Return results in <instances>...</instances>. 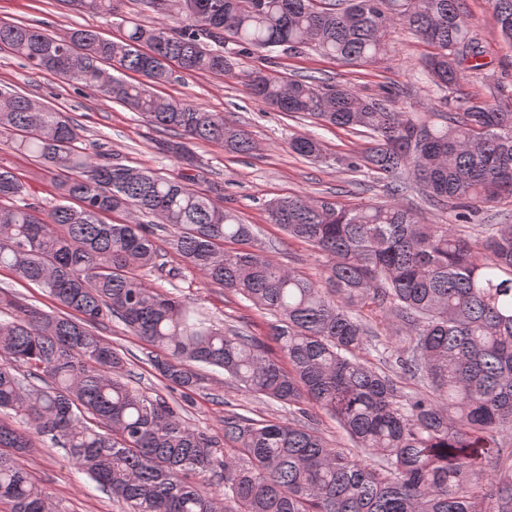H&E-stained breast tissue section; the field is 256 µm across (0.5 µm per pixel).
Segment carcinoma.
Returning <instances> with one entry per match:
<instances>
[{
    "mask_svg": "<svg viewBox=\"0 0 512 512\" xmlns=\"http://www.w3.org/2000/svg\"><path fill=\"white\" fill-rule=\"evenodd\" d=\"M77 10L116 14L121 0H66ZM499 33L512 42V0H491ZM176 26L130 21L118 40L88 29L56 36L0 22L4 47L34 70L79 88L111 85L120 103L171 134L168 153L190 161L189 144L253 151L221 112L156 95L180 71L224 74L237 54L315 50L347 65L371 64L401 27L433 48L424 78L453 92L482 67L483 50L461 0H178ZM212 44H207L204 39ZM141 80H125V72ZM250 94L368 138L347 159L354 173L386 182V199L349 206L291 195L266 205L270 223L326 258L327 287L286 268L257 242L255 225L193 188L195 176L137 170L91 158L83 127L46 103L0 88V134L54 176L58 203L15 206L24 185L0 167V268L36 285L46 311L0 290V502L11 512H52L24 459L47 438L126 512H512V224L461 233L482 208L512 197V106L479 100L453 112H405L400 94L365 97L316 76L256 70ZM290 149L325 157L314 135ZM417 190L453 212L425 224L401 202ZM106 214L123 221L107 223ZM167 235V251L156 244ZM236 248L227 250L224 244ZM172 254L207 283L274 318L268 335L288 366L258 337L219 328L140 271ZM376 307L396 325L382 342L390 371L355 352ZM117 318L148 345L167 386L191 398L202 367L224 371L243 391L289 408L288 420L224 417V440L195 430L161 395L129 385L125 360L98 329ZM423 384L404 391L402 379ZM336 420L354 449L329 444L313 411ZM217 480L224 493L207 490Z\"/></svg>",
    "mask_w": 512,
    "mask_h": 512,
    "instance_id": "cac0c4a2",
    "label": "carcinoma"
}]
</instances>
